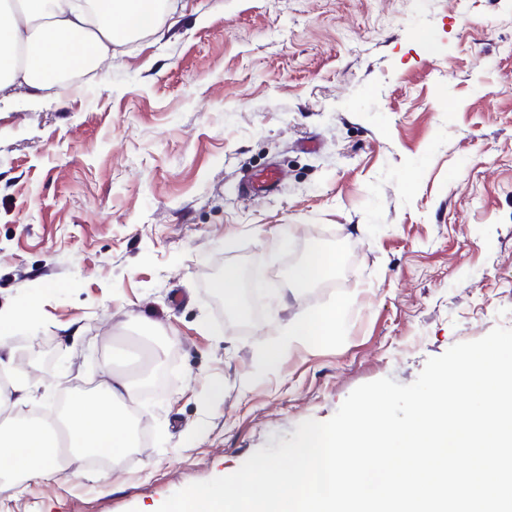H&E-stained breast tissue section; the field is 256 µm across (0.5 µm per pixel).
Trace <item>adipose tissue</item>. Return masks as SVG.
Wrapping results in <instances>:
<instances>
[{
  "label": "adipose tissue",
  "instance_id": "ef3b65f1",
  "mask_svg": "<svg viewBox=\"0 0 512 512\" xmlns=\"http://www.w3.org/2000/svg\"><path fill=\"white\" fill-rule=\"evenodd\" d=\"M160 0H22L15 13L0 4V63L11 47L28 51L27 63L0 71V104L9 103L18 88L31 96L56 88L61 71H92L112 56L114 45L154 32L160 25ZM343 311L334 306L288 320L277 344L262 351V363L273 368L298 343L312 345L330 335ZM135 396L131 383L112 375L102 399L73 401L63 417H17L0 428V495H12L20 480L58 477L61 460L55 452L56 431L66 430L70 459L89 454L119 458L134 447L136 436L124 411Z\"/></svg>",
  "mask_w": 512,
  "mask_h": 512
}]
</instances>
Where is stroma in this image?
<instances>
[{"label":"stroma","mask_w":512,"mask_h":512,"mask_svg":"<svg viewBox=\"0 0 512 512\" xmlns=\"http://www.w3.org/2000/svg\"><path fill=\"white\" fill-rule=\"evenodd\" d=\"M430 36L422 43L420 33ZM269 195L241 187L269 166ZM339 262L288 289L311 251ZM273 282L238 322L225 267ZM30 410L144 368L118 468L77 460L0 512H156L359 385L512 328V0H178L65 91L0 104V307ZM345 303L273 370L279 324ZM49 341L56 363L26 358ZM224 381L217 403L207 380ZM37 314V304L35 302L26 305H17L13 307L0 308V326L12 325L17 321H32Z\"/></svg>","instance_id":"1"}]
</instances>
